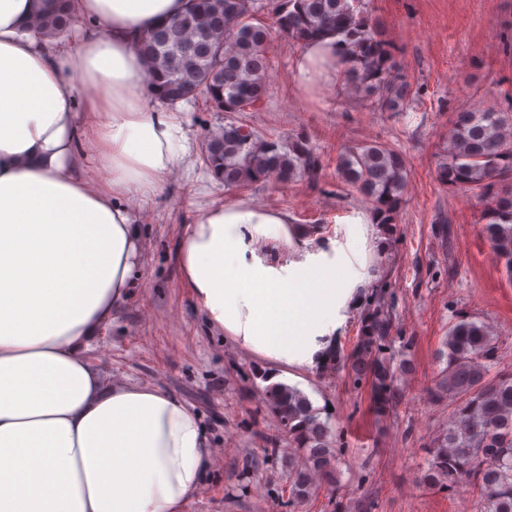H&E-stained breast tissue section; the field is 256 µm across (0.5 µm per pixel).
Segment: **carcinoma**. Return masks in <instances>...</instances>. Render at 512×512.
Returning <instances> with one entry per match:
<instances>
[{
    "label": "carcinoma",
    "instance_id": "carcinoma-1",
    "mask_svg": "<svg viewBox=\"0 0 512 512\" xmlns=\"http://www.w3.org/2000/svg\"><path fill=\"white\" fill-rule=\"evenodd\" d=\"M271 13L274 27L294 44L309 37H334L345 45L343 79L350 94L381 112L411 108V88L384 32L363 12L360 0H190L178 16L149 30L138 45L160 101L205 97L216 112H243L267 92L270 28L253 23L259 8ZM37 26L49 37L69 31L72 18L60 7ZM204 162L228 189L274 180L313 179L322 170L320 155L304 136L268 138L235 122L206 139ZM337 170L383 214L390 235L404 202L408 167L396 150L379 142L347 148ZM450 189L477 190L483 200L482 231L512 280V113L492 108L460 112L448 133L438 167ZM388 283L376 281L359 316V341L346 357L354 381L370 386L376 414L396 409L403 362L392 352ZM498 338L493 327L464 313L448 324L432 397L454 405L448 426L428 449L423 481L451 490L466 479L476 492V512H512V372L494 371ZM262 400L288 437V502L312 496L321 480L335 483L341 449L330 441L328 423L298 388L267 384Z\"/></svg>",
    "mask_w": 512,
    "mask_h": 512
}]
</instances>
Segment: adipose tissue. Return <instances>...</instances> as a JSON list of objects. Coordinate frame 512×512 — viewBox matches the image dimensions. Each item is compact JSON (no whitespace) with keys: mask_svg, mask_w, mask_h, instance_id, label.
<instances>
[{"mask_svg":"<svg viewBox=\"0 0 512 512\" xmlns=\"http://www.w3.org/2000/svg\"><path fill=\"white\" fill-rule=\"evenodd\" d=\"M66 4L67 41L36 26L53 0H0V512H186L215 455L206 429L98 359L139 268V205L194 162L181 106L157 100L137 50L186 0ZM339 71L332 38L291 65L305 93ZM297 235L287 212L214 200L175 255L207 324L272 383L324 366L360 286Z\"/></svg>","mask_w":512,"mask_h":512,"instance_id":"obj_1","label":"adipose tissue"}]
</instances>
